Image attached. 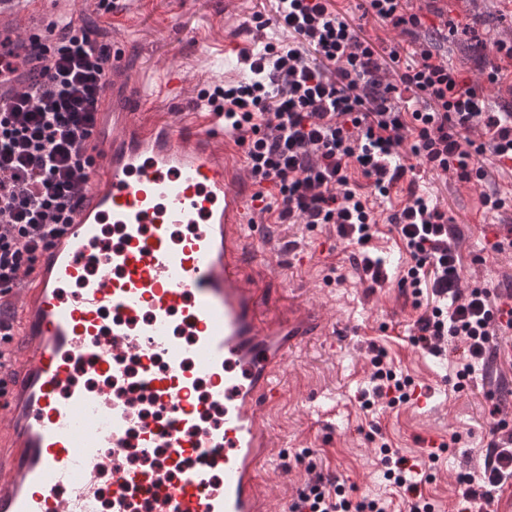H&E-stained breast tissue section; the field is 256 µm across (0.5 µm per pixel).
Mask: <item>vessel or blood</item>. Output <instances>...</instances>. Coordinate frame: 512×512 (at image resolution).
Listing matches in <instances>:
<instances>
[{
    "instance_id": "obj_1",
    "label": "vessel or blood",
    "mask_w": 512,
    "mask_h": 512,
    "mask_svg": "<svg viewBox=\"0 0 512 512\" xmlns=\"http://www.w3.org/2000/svg\"><path fill=\"white\" fill-rule=\"evenodd\" d=\"M78 0H0V43L80 23ZM41 61L0 77V103ZM116 58L100 158L73 221L17 306L19 361L0 397V512H262L264 412L290 354L335 331L295 302L265 315L246 261L261 201L213 112H156Z\"/></svg>"
}]
</instances>
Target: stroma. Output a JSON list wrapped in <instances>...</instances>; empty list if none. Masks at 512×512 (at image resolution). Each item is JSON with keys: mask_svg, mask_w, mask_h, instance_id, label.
<instances>
[{"mask_svg": "<svg viewBox=\"0 0 512 512\" xmlns=\"http://www.w3.org/2000/svg\"><path fill=\"white\" fill-rule=\"evenodd\" d=\"M135 2L132 12L114 18L112 40L136 67V81L157 77L168 65L178 66L186 76L181 96L157 102L159 112L186 110L215 85L245 80L236 59H227L220 67L214 64V44L236 35L243 47L259 51L266 43L288 40L287 31L271 22L272 0ZM361 4L362 0H337L336 7L349 22L362 25L375 43L398 48L402 61L410 60L416 45L434 43L441 60L470 82L481 78L471 48L473 35L512 40V0H422V25L412 36L364 17ZM257 13L268 18L266 27L253 22ZM447 25L455 27V35L440 38V29ZM483 166L486 177L478 184L421 172L420 190L447 209L459 233L466 283L488 284L505 294L512 292V249L499 253L492 245L512 225V168L490 156ZM350 181L369 199L378 220L369 249L387 266L389 281L384 287L371 288L361 280L354 248L338 236L335 226L265 227V239L273 243L279 263L264 283L266 303L283 304L293 293L310 300L338 327L335 335L317 338L297 352L282 373L281 397L268 415L276 446L262 474L267 508L279 512L282 499L297 498L310 479L322 474L344 480L353 499L379 498L388 512H402V497L384 479L379 462L378 444L384 441L422 468L427 477L422 493L435 512H461L456 474L481 470L491 406H499L501 417L512 414V361L506 357L512 351V332L500 335L502 355L489 363L496 380L479 379L454 391L461 349L433 357L409 339L420 310L399 280L410 258L386 222L406 196L395 189L389 197H374L369 180L356 169L351 170ZM491 191L504 200L502 209L482 206V193ZM296 247L314 251L312 265L287 267ZM374 344L415 386L427 390L431 412L408 404L362 408L359 396L371 373L369 348ZM433 441L447 445L434 462L428 458Z\"/></svg>", "mask_w": 512, "mask_h": 512, "instance_id": "obj_1", "label": "stroma"}]
</instances>
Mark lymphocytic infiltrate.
<instances>
[{"label": "lymphocytic infiltrate", "mask_w": 512, "mask_h": 512, "mask_svg": "<svg viewBox=\"0 0 512 512\" xmlns=\"http://www.w3.org/2000/svg\"><path fill=\"white\" fill-rule=\"evenodd\" d=\"M276 23L288 43L243 51L248 81L215 87L206 99L236 132L251 178L273 183L278 193L265 211L280 224L335 225L358 249V265L375 286L389 279L382 259L369 251L377 224L372 207L352 187L350 167L370 179L379 196H389L408 169L409 152L436 177L479 182L484 155L512 162V111L488 108L485 85L512 72V41H493L480 56L482 83H471L438 59L430 46L415 49L416 60L401 66L397 50L380 57L371 41L336 11L332 0H276ZM30 53L42 60L41 81L0 105V341L14 336L9 294L21 276L32 274L42 249L62 235L84 197L96 158L88 144L112 61L111 42L89 27L63 29L32 38ZM412 89L421 106L410 109L398 88ZM411 258L401 287L426 300L410 340L438 357L450 342L467 346L456 372L463 389L476 370L497 353L503 299L487 286L463 287L464 262L452 242L448 215L408 185L400 210L387 218ZM371 390L363 408L410 400L413 383L373 347ZM507 421L490 430L479 473H462L458 493L485 512L505 485H512V433ZM384 474L407 492L405 512H433L419 493L421 473L381 445ZM290 512H386L373 500H349L338 481L307 483Z\"/></svg>", "instance_id": "lymphocytic-infiltrate-1"}]
</instances>
